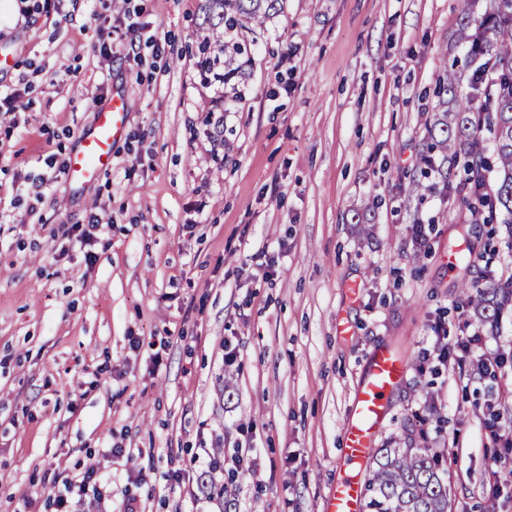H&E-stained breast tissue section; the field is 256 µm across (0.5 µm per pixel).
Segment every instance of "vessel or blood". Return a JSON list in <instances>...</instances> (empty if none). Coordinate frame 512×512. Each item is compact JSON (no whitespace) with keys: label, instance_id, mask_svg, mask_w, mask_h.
Instances as JSON below:
<instances>
[{"label":"vessel or blood","instance_id":"vessel-or-blood-1","mask_svg":"<svg viewBox=\"0 0 512 512\" xmlns=\"http://www.w3.org/2000/svg\"><path fill=\"white\" fill-rule=\"evenodd\" d=\"M93 128L84 134L80 148L67 161L69 178L91 183L112 166V149L126 134L127 105L115 96L95 109ZM407 372L406 361L391 347L374 349L367 371L357 389L353 408L341 434L342 454L354 466L366 464L375 446L376 434L386 413V398ZM364 486L350 476L333 483L325 499L324 512H360Z\"/></svg>","mask_w":512,"mask_h":512}]
</instances>
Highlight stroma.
Instances as JSON below:
<instances>
[{
  "instance_id": "stroma-1",
  "label": "stroma",
  "mask_w": 512,
  "mask_h": 512,
  "mask_svg": "<svg viewBox=\"0 0 512 512\" xmlns=\"http://www.w3.org/2000/svg\"><path fill=\"white\" fill-rule=\"evenodd\" d=\"M38 4L0 0V91L29 88L0 112V512H66L59 485L90 467L85 512H213L208 472L224 512H323L380 345L408 370L376 447L440 451L452 512H512L483 410L512 420V368L440 357L430 327L456 341L477 273L458 207L409 184L462 0H283L240 99L196 71L199 0ZM129 5L167 36L137 65L111 51ZM115 93L112 170L74 184L65 162ZM243 447L254 471L209 470Z\"/></svg>"
}]
</instances>
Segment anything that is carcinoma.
<instances>
[{"label":"carcinoma","instance_id":"1","mask_svg":"<svg viewBox=\"0 0 512 512\" xmlns=\"http://www.w3.org/2000/svg\"><path fill=\"white\" fill-rule=\"evenodd\" d=\"M464 0L455 43L470 47L476 67L446 68L438 76L427 126L424 168L436 173L445 196L469 212L471 233L501 218L512 224V0ZM281 10V0H201L197 67L227 81L251 51L247 33ZM497 177L489 180L490 169ZM495 249L480 253L486 288H463L459 303L478 325L498 322L512 304V278L495 276ZM448 483L430 448H376L364 481L362 512H448Z\"/></svg>","mask_w":512,"mask_h":512}]
</instances>
